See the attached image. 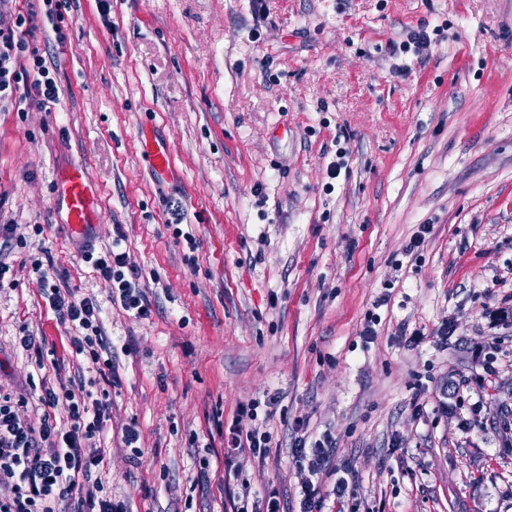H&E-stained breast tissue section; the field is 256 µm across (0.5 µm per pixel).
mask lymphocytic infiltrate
Wrapping results in <instances>:
<instances>
[{"instance_id": "obj_1", "label": "lymphocytic infiltrate", "mask_w": 512, "mask_h": 512, "mask_svg": "<svg viewBox=\"0 0 512 512\" xmlns=\"http://www.w3.org/2000/svg\"><path fill=\"white\" fill-rule=\"evenodd\" d=\"M28 16L18 15L12 28H0V109L20 106L24 101L53 102L58 87L45 58L27 53L18 36ZM120 241H113L106 252L87 248L81 259L112 282V300L140 319H149L152 304L141 284V274L129 265ZM37 282L46 292L51 308L62 323L72 327L73 354L90 356L102 363L106 383L93 393L75 389L72 383L43 386L38 404L44 409L40 425H32L21 415L18 401L0 396V512H56L55 505L72 500V512H126L123 504L86 488L101 458L90 443L104 429L109 418V387L119 381L118 369L110 357L112 345L104 334L101 309L96 300L79 298L71 290L50 285L41 262H34ZM64 409L66 424H58L55 409ZM271 443L269 432L242 430L229 426L227 459H265ZM333 439L322 435L296 436L292 462L304 475L297 512H323L327 496L344 504L355 496L350 469H343L331 491H324L320 477L330 463Z\"/></svg>"}]
</instances>
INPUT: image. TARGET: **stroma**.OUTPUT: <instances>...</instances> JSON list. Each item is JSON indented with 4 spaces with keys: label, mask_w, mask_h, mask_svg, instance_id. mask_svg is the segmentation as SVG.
Masks as SVG:
<instances>
[{
    "label": "stroma",
    "mask_w": 512,
    "mask_h": 512,
    "mask_svg": "<svg viewBox=\"0 0 512 512\" xmlns=\"http://www.w3.org/2000/svg\"><path fill=\"white\" fill-rule=\"evenodd\" d=\"M110 4L0 15L35 10L21 37L58 86L0 112V393L36 424L31 380L109 388L92 478L129 512H234L246 485L293 512L299 420L332 436L359 512H512V0ZM424 24L441 31L428 54L392 53ZM146 130L170 141L172 175ZM73 165L99 196L93 245L122 236L149 319L80 259L53 201ZM36 260L101 306L118 385L72 354ZM270 393L268 456L225 479V430ZM145 149L150 158V164L156 174L166 175L171 170V152L166 142L145 141Z\"/></svg>",
    "instance_id": "stroma-1"
}]
</instances>
